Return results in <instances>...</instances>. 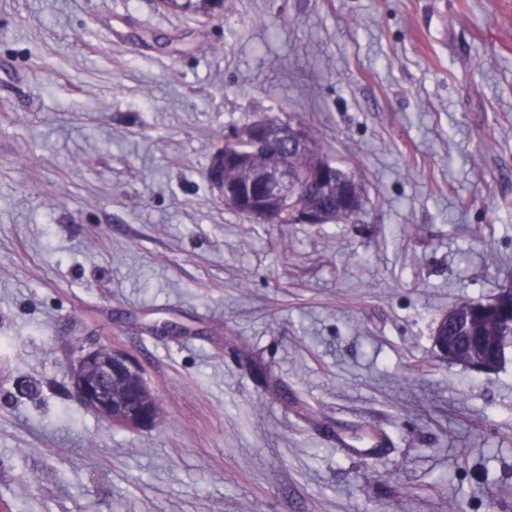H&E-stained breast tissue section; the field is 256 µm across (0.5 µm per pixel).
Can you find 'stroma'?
Segmentation results:
<instances>
[{"label":"stroma","instance_id":"obj_1","mask_svg":"<svg viewBox=\"0 0 512 512\" xmlns=\"http://www.w3.org/2000/svg\"><path fill=\"white\" fill-rule=\"evenodd\" d=\"M264 115L355 222L224 206L211 160ZM507 286L512 0H0V512H512V348L432 343ZM99 345L155 427L79 402ZM70 379L80 403L106 425L139 430L157 423L158 401L138 365L112 346L81 349Z\"/></svg>","mask_w":512,"mask_h":512}]
</instances>
